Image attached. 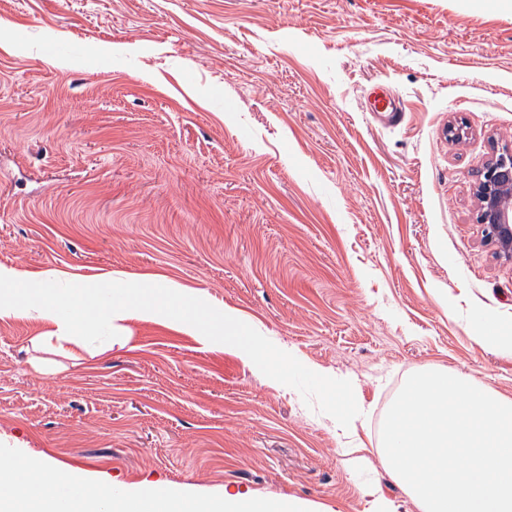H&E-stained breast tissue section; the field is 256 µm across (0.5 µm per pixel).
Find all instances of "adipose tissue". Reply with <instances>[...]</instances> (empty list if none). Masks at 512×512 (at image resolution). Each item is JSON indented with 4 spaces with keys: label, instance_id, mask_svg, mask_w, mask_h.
Masks as SVG:
<instances>
[{
    "label": "adipose tissue",
    "instance_id": "obj_1",
    "mask_svg": "<svg viewBox=\"0 0 512 512\" xmlns=\"http://www.w3.org/2000/svg\"><path fill=\"white\" fill-rule=\"evenodd\" d=\"M0 512H303L297 501L240 494L189 496L171 490L118 491L34 456L0 455Z\"/></svg>",
    "mask_w": 512,
    "mask_h": 512
}]
</instances>
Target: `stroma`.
Instances as JSON below:
<instances>
[{
  "label": "stroma",
  "instance_id": "1",
  "mask_svg": "<svg viewBox=\"0 0 512 512\" xmlns=\"http://www.w3.org/2000/svg\"><path fill=\"white\" fill-rule=\"evenodd\" d=\"M377 86L399 124L368 111ZM506 146L512 12L495 0H0V266L164 278L366 410L341 436L170 323L118 314L122 345L64 357L33 346L47 321L10 318L0 449L120 491L419 512L379 462L406 378L512 398V351L474 339L512 330V260L476 221Z\"/></svg>",
  "mask_w": 512,
  "mask_h": 512
}]
</instances>
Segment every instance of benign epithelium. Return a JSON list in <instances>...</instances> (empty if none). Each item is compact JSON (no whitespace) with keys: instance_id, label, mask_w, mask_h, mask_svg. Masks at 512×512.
<instances>
[{"instance_id":"7a95c632","label":"benign epithelium","mask_w":512,"mask_h":512,"mask_svg":"<svg viewBox=\"0 0 512 512\" xmlns=\"http://www.w3.org/2000/svg\"><path fill=\"white\" fill-rule=\"evenodd\" d=\"M477 223L488 238L512 258V152L501 153L487 168L478 187Z\"/></svg>"}]
</instances>
